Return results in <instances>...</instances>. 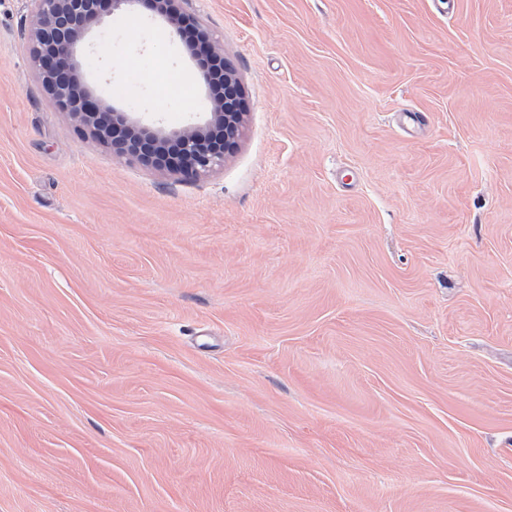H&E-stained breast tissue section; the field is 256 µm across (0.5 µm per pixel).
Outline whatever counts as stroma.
I'll list each match as a JSON object with an SVG mask.
<instances>
[{"label": "stroma", "mask_w": 512, "mask_h": 512, "mask_svg": "<svg viewBox=\"0 0 512 512\" xmlns=\"http://www.w3.org/2000/svg\"><path fill=\"white\" fill-rule=\"evenodd\" d=\"M194 180L84 137L0 0V512H512V0H180ZM80 90L214 97L145 6Z\"/></svg>", "instance_id": "35a3bbf8"}]
</instances>
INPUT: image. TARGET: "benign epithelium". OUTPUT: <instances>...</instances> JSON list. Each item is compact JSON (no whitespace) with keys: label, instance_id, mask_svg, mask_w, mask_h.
Instances as JSON below:
<instances>
[{"label":"benign epithelium","instance_id":"1","mask_svg":"<svg viewBox=\"0 0 512 512\" xmlns=\"http://www.w3.org/2000/svg\"><path fill=\"white\" fill-rule=\"evenodd\" d=\"M135 2L31 0V64L57 107L73 116L82 134L106 141L118 154L132 156L146 166L168 169L188 179L208 174L224 165L225 150L238 137L244 120L239 107L242 86L232 69L224 68L222 98L212 101L211 120L204 129L188 127L169 136L138 129L89 92L81 95V106L74 104L75 55L82 37L103 14L123 11ZM145 2L164 17L170 36L182 35L184 18L178 0Z\"/></svg>","mask_w":512,"mask_h":512}]
</instances>
